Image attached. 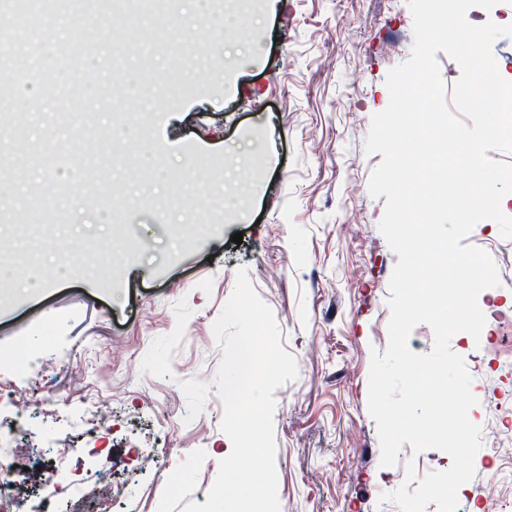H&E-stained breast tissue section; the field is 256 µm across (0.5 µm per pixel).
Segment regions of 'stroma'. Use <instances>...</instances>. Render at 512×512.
Instances as JSON below:
<instances>
[{
    "label": "stroma",
    "mask_w": 512,
    "mask_h": 512,
    "mask_svg": "<svg viewBox=\"0 0 512 512\" xmlns=\"http://www.w3.org/2000/svg\"><path fill=\"white\" fill-rule=\"evenodd\" d=\"M224 2L216 24L201 21L209 0H193L135 34L118 12L95 24L66 4L0 11V184L12 189L0 351L23 366L0 429L32 512H65L70 481L104 472L120 493L103 512L206 502L231 450L223 405L209 395L184 423L180 384L214 379L213 325L242 267L299 370L274 393L281 512H400L380 494L451 465L406 444L381 466L367 405L398 257L378 228L385 200L369 193L382 156L364 142L388 71L410 55L406 0ZM78 41L87 55H70ZM146 74L152 99L120 95L117 81ZM465 243L500 278L480 339L450 341L485 431L512 409V238L485 220ZM33 274L43 287L23 292ZM25 405L32 423L12 429ZM61 447L68 481L48 501L42 472Z\"/></svg>",
    "instance_id": "stroma-1"
}]
</instances>
